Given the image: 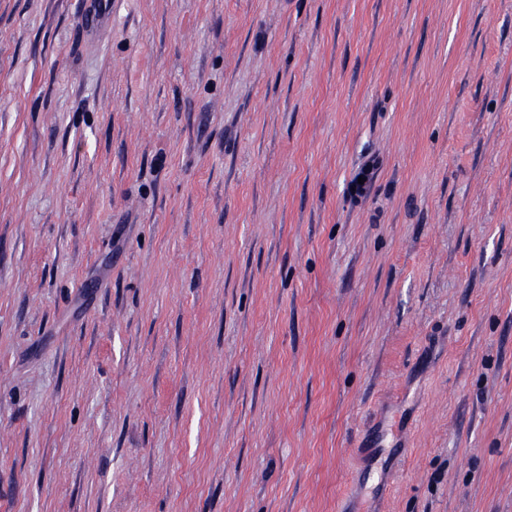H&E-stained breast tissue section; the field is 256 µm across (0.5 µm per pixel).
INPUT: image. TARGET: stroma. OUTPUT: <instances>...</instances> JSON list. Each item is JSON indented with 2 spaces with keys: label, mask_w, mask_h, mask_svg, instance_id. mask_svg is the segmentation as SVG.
I'll list each match as a JSON object with an SVG mask.
<instances>
[{
  "label": "stroma",
  "mask_w": 512,
  "mask_h": 512,
  "mask_svg": "<svg viewBox=\"0 0 512 512\" xmlns=\"http://www.w3.org/2000/svg\"><path fill=\"white\" fill-rule=\"evenodd\" d=\"M0 512H512V0H0ZM112 0H82L84 32L88 40L112 27Z\"/></svg>",
  "instance_id": "obj_1"
}]
</instances>
